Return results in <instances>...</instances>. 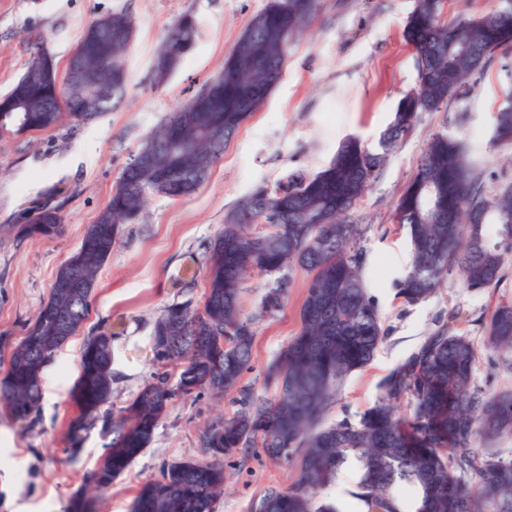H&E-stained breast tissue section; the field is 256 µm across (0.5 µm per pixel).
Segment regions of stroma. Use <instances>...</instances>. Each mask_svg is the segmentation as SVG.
Instances as JSON below:
<instances>
[{
	"label": "stroma",
	"instance_id": "stroma-1",
	"mask_svg": "<svg viewBox=\"0 0 512 512\" xmlns=\"http://www.w3.org/2000/svg\"><path fill=\"white\" fill-rule=\"evenodd\" d=\"M268 0H0V95L24 74L37 51L65 67L84 28L115 10L135 21L125 55L128 85L123 102L98 121L63 120L38 134L0 132V344L14 346L23 327L49 297L59 266L79 248L85 230L109 203L116 181L142 143L181 104L218 73L250 19ZM416 0H318L311 22L291 40L281 83L229 143L223 157L192 194L177 199L149 195L134 223L124 224L97 275L91 312L44 374L43 407L34 423L0 415V512H65L70 496L94 468L110 441L94 424L81 461H64L70 390L84 341L100 328L112 332V406L120 412L150 381L155 322L173 305L201 310L211 243L237 202L260 185L289 174L325 168L339 144L355 136L377 146L400 99L416 83V54L402 32ZM196 23V42L162 86L151 80L153 58L183 15ZM465 101L419 113L413 131L387 156L378 178L351 214L364 257V275L380 311L385 339L372 361L351 373L331 399L326 424L358 420L380 395L383 379L406 361L440 325L452 323L477 349L475 387L512 389V356L485 345L484 324L494 309L512 304V260L495 286H463L450 271L427 300L410 305L398 283L411 260L405 230L395 220L397 202L422 152L438 132L463 134L477 154L485 193L512 184V145L489 147L493 114L512 91V46L499 49ZM57 209V234L21 233L36 208ZM196 271L181 275L185 261ZM286 282L280 307L264 310L268 291ZM308 274L293 267L275 274L249 271L244 311L255 330L253 361L241 380L260 398L274 388L265 371L300 328L299 309ZM239 391L204 390L177 396L160 419L150 445L99 499L98 512H130L141 485L171 462L199 460L203 431L239 407ZM224 492L215 512H250L271 487L297 477L295 465L270 461L255 449L224 458Z\"/></svg>",
	"mask_w": 512,
	"mask_h": 512
}]
</instances>
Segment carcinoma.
<instances>
[{
	"label": "carcinoma",
	"instance_id": "carcinoma-1",
	"mask_svg": "<svg viewBox=\"0 0 512 512\" xmlns=\"http://www.w3.org/2000/svg\"><path fill=\"white\" fill-rule=\"evenodd\" d=\"M445 5L446 0H417L406 21L403 38L423 66L422 80L399 101L378 147L348 137L323 170L293 173L282 184L259 187L225 216L211 246L202 310L172 306L154 326L169 329L173 352L156 359L178 369L176 384L169 385L168 373H159L120 415H104L102 430L112 439L85 486L69 499L67 512H97L99 497L148 446L176 396L237 388L253 359L255 332L243 312V279L255 253L262 258L260 272L298 266L308 273L299 332L266 373V384L276 390L274 401L242 391L241 408L201 435L209 460L166 465L141 486L130 512H214L224 489L222 459L240 448L298 465L296 482L269 488L251 512H343L318 502L316 490L333 484L347 464L356 472L349 493L355 512H512V457L475 445L479 436L512 435V391L487 394L472 385L477 349L450 324L384 378L379 399L358 421L344 418L320 426L328 401L352 372L372 360L385 338L361 274L363 254L351 245V212L389 151L413 130L417 114L465 99L473 89L470 77L498 49L512 45V12L502 5L448 21ZM314 10L315 0H268L224 59V82L204 87L142 144L138 153L152 152L153 161L124 168L108 205L57 270L48 301L7 355L0 409L8 417L33 423L40 415L45 369L88 317L98 271L112 253L120 225L138 218L168 172L175 170L188 182L184 196L207 178L231 139L281 82L284 45ZM134 34L131 15L116 10L92 21L75 48L89 74L112 77L110 97L93 81L50 82L56 63L51 57L43 63L46 53H39L21 77L23 94L0 96V103L20 108L13 113L14 132L50 131L65 116L89 124L115 109L125 96L124 56ZM195 36V22L180 17L154 57L155 84L178 66ZM54 85L61 102L56 108L48 94ZM490 143H512L511 92L495 113ZM395 218L412 248L411 267L398 290L408 304L428 299L455 267L466 287H489L512 257V184L484 196L466 145L453 132L430 138ZM60 224L58 211L43 208L23 234L48 237ZM485 335L491 347L512 353V305L494 310ZM405 396L413 402L409 415L397 410ZM111 399L112 332L102 330L87 337L70 392L66 463H79L90 422Z\"/></svg>",
	"mask_w": 512,
	"mask_h": 512
}]
</instances>
